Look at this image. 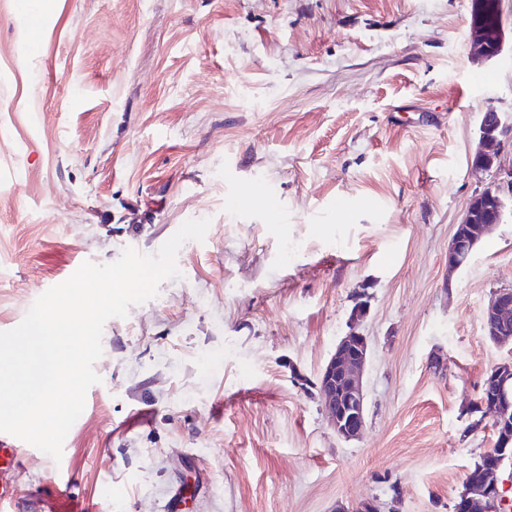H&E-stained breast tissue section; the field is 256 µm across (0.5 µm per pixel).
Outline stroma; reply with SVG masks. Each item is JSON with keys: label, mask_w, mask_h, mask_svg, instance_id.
Instances as JSON below:
<instances>
[{"label": "stroma", "mask_w": 512, "mask_h": 512, "mask_svg": "<svg viewBox=\"0 0 512 512\" xmlns=\"http://www.w3.org/2000/svg\"><path fill=\"white\" fill-rule=\"evenodd\" d=\"M500 2L477 61L470 0H0V331L84 262L211 221L106 322L61 460L19 476L41 512L59 469L84 512H166L178 489L183 512H453L493 446L481 384L512 363L482 318L512 287V216L448 270L467 203L512 168L508 136L499 170L469 163L484 112L512 124ZM353 327L371 353L346 441L318 380ZM470 38L475 49L486 58L497 56L503 43V21L500 0L495 2L494 10L498 15L494 25H488L484 15L490 8L488 0H471Z\"/></svg>", "instance_id": "obj_1"}]
</instances>
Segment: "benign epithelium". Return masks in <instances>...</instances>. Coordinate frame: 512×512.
I'll list each match as a JSON object with an SVG mask.
<instances>
[{
	"label": "benign epithelium",
	"instance_id": "benign-epithelium-1",
	"mask_svg": "<svg viewBox=\"0 0 512 512\" xmlns=\"http://www.w3.org/2000/svg\"><path fill=\"white\" fill-rule=\"evenodd\" d=\"M492 6L489 0H471L470 38L475 49L486 58L497 56L503 43V21L500 2L494 8L499 18L487 24L484 15ZM512 125L494 111L483 113L479 127V144L470 164L476 170L489 171L500 157L501 136ZM512 195V168L506 180L486 188L468 204L462 221L456 225L448 244V267L465 266L481 237L489 235L504 222L507 203L504 194ZM484 328L498 343L512 342V288L493 293L483 311ZM370 354V343L363 333L352 330L336 348L319 377V395L336 435L350 440L358 437L365 427L363 370ZM479 408L493 415L497 430H512V366L499 365L488 374ZM512 456V440L503 439L492 454V460L468 477L461 492L462 512H499L500 461Z\"/></svg>",
	"mask_w": 512,
	"mask_h": 512
}]
</instances>
